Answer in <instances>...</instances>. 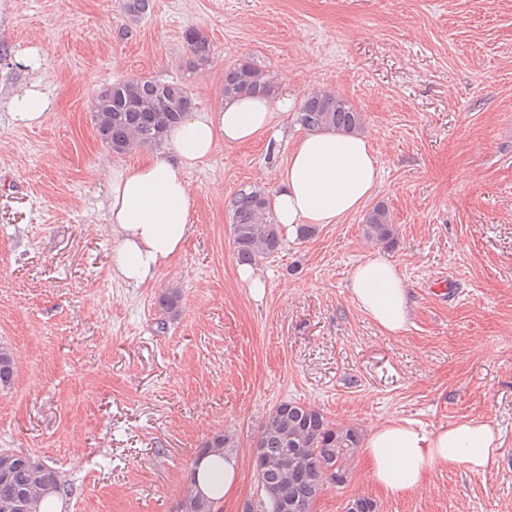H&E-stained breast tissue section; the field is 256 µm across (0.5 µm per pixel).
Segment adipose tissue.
<instances>
[{
	"instance_id": "ef3b65f1",
	"label": "adipose tissue",
	"mask_w": 512,
	"mask_h": 512,
	"mask_svg": "<svg viewBox=\"0 0 512 512\" xmlns=\"http://www.w3.org/2000/svg\"><path fill=\"white\" fill-rule=\"evenodd\" d=\"M50 105L47 94L33 86L11 99L9 115L16 125L32 127ZM290 106L286 98H221L216 109L189 113L170 129L169 151L146 153L134 167L114 173L108 202L114 271L137 287L152 283L189 235L188 168L207 159L218 144L255 140ZM379 172L366 133L306 132L294 140L270 198L275 222L289 236L301 224L341 223L374 194ZM350 291L356 306L384 332L405 328L407 290L387 256L376 253L359 262ZM501 444L499 431L488 422L467 420L428 430L408 420L390 421L371 432L365 454L373 481L399 494L417 489L437 464L483 471ZM238 483L234 454L201 459L197 487L203 495L224 501Z\"/></svg>"
}]
</instances>
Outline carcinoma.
I'll return each instance as SVG.
<instances>
[{
	"instance_id": "1",
	"label": "carcinoma",
	"mask_w": 512,
	"mask_h": 512,
	"mask_svg": "<svg viewBox=\"0 0 512 512\" xmlns=\"http://www.w3.org/2000/svg\"><path fill=\"white\" fill-rule=\"evenodd\" d=\"M152 8V0H125V13L133 20ZM185 42L194 67L210 61L212 46L198 28L185 32ZM275 93L272 79L248 61H239L224 70V95L264 96ZM193 106L188 88L180 83H162L138 76L102 88L91 105V118L103 145L117 155L140 149H159L167 131L182 120ZM295 122L307 131L331 129L356 133L363 128L364 114L343 96L329 91L308 94L295 113ZM229 228L238 263L257 266L281 251L283 234L275 223L269 199L256 187L242 189L229 201ZM396 228L388 207L376 204L364 217L368 241L387 246L395 240ZM181 290L166 288L156 305L162 315L158 322L175 318L181 309ZM15 360L12 351L0 347V386L12 384ZM361 443L359 431L330 421L321 410L297 401L273 406L262 421L256 441L259 459L253 470L261 487V498L253 512H278L280 503H296V512H311V506L324 483L341 484L347 479L349 461ZM231 447L222 431L209 436L199 455H224ZM197 467H192L183 498L186 512H215L216 502L198 495ZM68 485L59 471L45 461L9 449L0 450V512H40L43 501L64 495Z\"/></svg>"
}]
</instances>
